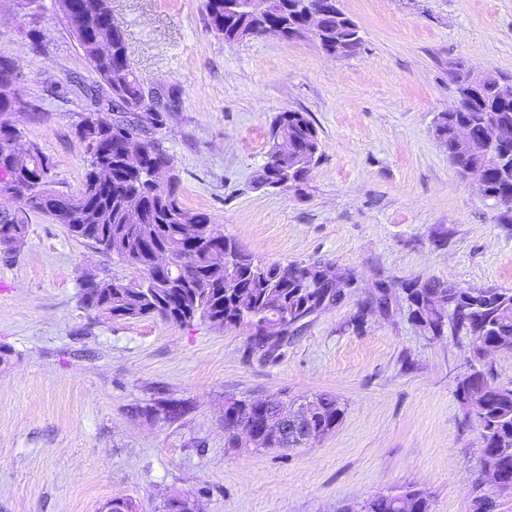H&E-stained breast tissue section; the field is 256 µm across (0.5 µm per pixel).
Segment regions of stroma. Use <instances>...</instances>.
<instances>
[{"instance_id": "35a3bbf8", "label": "stroma", "mask_w": 512, "mask_h": 512, "mask_svg": "<svg viewBox=\"0 0 512 512\" xmlns=\"http://www.w3.org/2000/svg\"><path fill=\"white\" fill-rule=\"evenodd\" d=\"M110 5L131 68L178 98L155 139L183 204L255 259L324 262L357 286L279 356L250 354L244 326L97 317L80 301L84 276L131 270L29 214L20 249L0 250V512H100L117 497L163 512L177 493L200 512H341L406 489L423 491L430 512H476L482 496L512 512V490L482 481L481 431L456 394L471 367L512 384V352L474 360L470 337L430 338L402 305L351 325L380 281L512 289V208L459 175L432 130L456 103L457 68L512 76V0H341L362 37L347 57L310 39L228 44L206 0ZM0 55L41 107L16 117L24 142L50 158L58 189L77 193L76 125L95 108L97 76L55 0L26 12L0 0ZM289 110L308 113L322 156L298 187H259L269 126ZM282 392L332 394L344 416L310 446L225 447V398ZM159 396L192 409L172 423L142 414Z\"/></svg>"}]
</instances>
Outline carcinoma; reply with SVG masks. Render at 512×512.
<instances>
[{
	"label": "carcinoma",
	"instance_id": "1",
	"mask_svg": "<svg viewBox=\"0 0 512 512\" xmlns=\"http://www.w3.org/2000/svg\"><path fill=\"white\" fill-rule=\"evenodd\" d=\"M58 10L71 29L85 60L97 74L105 91L112 119L95 111L82 116L77 136L85 148L82 187L69 194L54 187L53 164L35 143L27 152L6 151L5 144L22 139L11 123L13 100L0 96V191L8 184H24L29 193L15 197L14 211H0V243L15 244L27 234L26 214L38 212L63 225L69 235L94 243L140 274V279L104 278L99 290L81 286V301L108 319L137 320L159 317L180 326L197 319L219 327L265 325L266 335L276 338L266 349L273 354L301 330L292 322L315 309L320 301L341 300L354 279L336 273L325 263H264L243 252L236 242L217 230L208 213L186 208L176 191L173 158L155 143L153 134L162 128L169 109L157 103L144 104L146 83L128 64V45L123 30L102 8L105 0H56ZM233 0H207L210 28L229 44L244 40L254 31L273 32L294 39L308 25V0H269L257 16L234 6ZM348 40L342 54H354L362 44L357 24L347 19ZM322 47L336 48V19L322 20ZM507 79L488 76L474 90L462 110L439 112L434 130L448 149V158L463 174L479 173L485 196L498 201L512 197V141L491 143V114L512 126V97L500 87ZM470 129L471 142L458 147L455 127ZM271 148L288 143V154L275 164H264L257 175L262 187H296L305 180L307 167L317 164L320 140L308 113H279L269 132ZM209 225L207 235L198 226ZM230 250L238 268L231 272L219 259ZM170 257V266L158 268L156 253ZM408 317L430 329L437 337L448 329L472 338L473 354L481 356L487 345L512 351V289L496 287L461 289L435 280L412 281L402 286ZM395 296L393 286L381 283L368 306L387 313ZM458 395L466 415L475 420L487 439L480 460L481 470L501 481L500 490L512 489V385L497 384L480 370L460 376ZM308 419L297 433L261 434L256 449L296 448L308 445L333 431L345 407L333 395L322 393L301 404ZM143 411L163 421L174 422L191 411L183 399L157 397ZM269 408L229 397L224 402V447H240L237 428L245 423L260 428ZM422 492L405 490L378 494L360 509L348 505L342 512H429Z\"/></svg>",
	"mask_w": 512,
	"mask_h": 512
}]
</instances>
